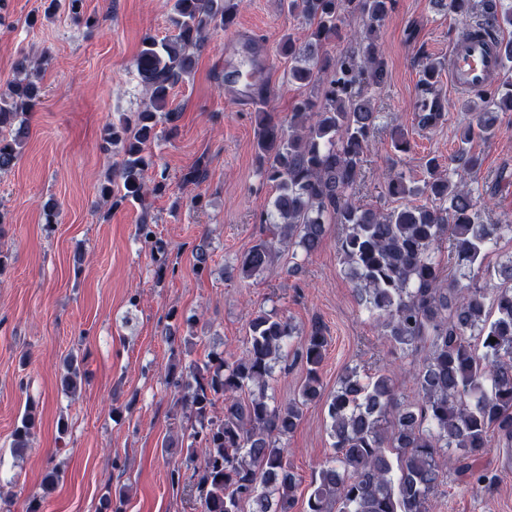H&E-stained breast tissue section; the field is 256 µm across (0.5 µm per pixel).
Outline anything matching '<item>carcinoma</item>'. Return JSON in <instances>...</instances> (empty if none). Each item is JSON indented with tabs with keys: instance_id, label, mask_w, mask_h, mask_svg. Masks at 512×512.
I'll use <instances>...</instances> for the list:
<instances>
[{
	"instance_id": "obj_1",
	"label": "carcinoma",
	"mask_w": 512,
	"mask_h": 512,
	"mask_svg": "<svg viewBox=\"0 0 512 512\" xmlns=\"http://www.w3.org/2000/svg\"><path fill=\"white\" fill-rule=\"evenodd\" d=\"M436 2L462 19L459 41L512 27V7L503 8L500 0ZM396 4L288 0V11L311 28L304 44L290 35L279 44L290 62L288 82L319 86L322 98L297 99L281 121L267 112L258 116V175L277 195L259 218L269 225L270 237L244 252L239 275L267 271L279 245L306 260L321 248L327 225L340 226L347 275L381 335L411 357L418 390V402L410 403L397 395L392 371L371 376L356 367L345 370L326 400L333 453L316 472L306 512H433L442 470L482 488L496 479L480 468L489 448L512 447V254L486 264L502 240H512V224L484 222L485 209L462 185L480 167L479 157L470 153L473 136L493 138L498 111L512 112V40L499 43L506 91L498 86L475 93L477 102L467 108L475 124L463 130L448 170L438 159H427L420 186L402 172L389 173L385 194L402 204L386 212L364 207L354 196L378 119L371 91L387 78L376 33ZM81 7L82 0H49L45 13H77ZM237 9L235 0H173L174 34L144 37L135 65L146 100L141 111L105 130L123 157L100 187L104 200L117 205L166 191L167 176L154 172L151 145L178 128L181 112L171 107V90L194 74V49L210 31L231 26ZM348 20L354 22L355 47L335 58L319 55ZM30 63L22 56L9 92L0 93V172L18 160L26 116L38 104ZM413 196L426 197V203L405 202ZM138 236L152 251L165 253L166 244L148 221L138 224ZM447 266L455 270L448 280ZM478 276L496 287L473 286ZM295 334L289 318L259 310L249 320L240 355L228 359L213 353L186 371L168 372L180 405L174 417L188 422L180 426L188 435L163 448L189 464L202 455L192 484L202 512H242L245 504L250 512H293L297 480L280 439L294 432L304 405L321 399L320 369L328 346L326 327L312 324L295 352L306 367L299 397L279 404L268 389L287 357V339ZM422 350L424 358L416 359ZM64 367L62 386L74 393L82 381L81 360L71 354ZM220 400L224 412L217 416ZM34 427L28 411L13 433L15 451L29 446Z\"/></svg>"
}]
</instances>
